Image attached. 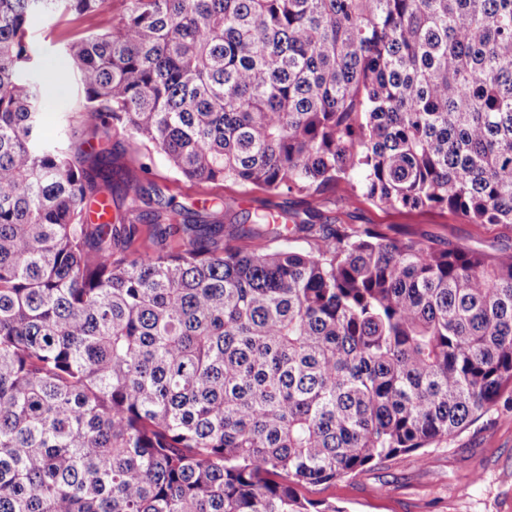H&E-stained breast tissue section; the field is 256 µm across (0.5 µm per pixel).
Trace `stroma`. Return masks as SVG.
<instances>
[{
	"label": "stroma",
	"instance_id": "1",
	"mask_svg": "<svg viewBox=\"0 0 512 512\" xmlns=\"http://www.w3.org/2000/svg\"><path fill=\"white\" fill-rule=\"evenodd\" d=\"M123 12L121 0L105 11L69 25L49 28L43 16L31 21L34 39L45 51L54 75L35 73L43 90L45 109L68 112L77 105L71 73L55 42L82 31L111 28ZM109 148L124 162L147 165L145 183L184 206L205 197H233L239 202L224 216V224H249L251 215L268 206L303 210L298 196H275L250 185L227 181L205 186L178 176L165 158L147 146L136 145L122 129H114ZM321 220L327 224H406L415 238L434 246L455 245L494 254L512 251V225L470 224L449 212L401 213L385 211L365 199L350 206L326 204ZM307 499L334 505L341 512H512V407L498 406L480 416L448 442L402 453L335 482L304 488Z\"/></svg>",
	"mask_w": 512,
	"mask_h": 512
}]
</instances>
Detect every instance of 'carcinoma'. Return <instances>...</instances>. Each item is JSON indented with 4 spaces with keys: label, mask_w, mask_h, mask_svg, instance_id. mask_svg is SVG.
Here are the masks:
<instances>
[{
    "label": "carcinoma",
    "mask_w": 512,
    "mask_h": 512,
    "mask_svg": "<svg viewBox=\"0 0 512 512\" xmlns=\"http://www.w3.org/2000/svg\"><path fill=\"white\" fill-rule=\"evenodd\" d=\"M65 40L48 132L31 19L0 0V512H338L302 497L512 403V251L315 224L329 194L512 225V0H123ZM122 127L182 178L309 201L224 225L155 191L105 222ZM236 201L203 199L205 211ZM307 247L294 245L299 234Z\"/></svg>",
    "instance_id": "1"
}]
</instances>
